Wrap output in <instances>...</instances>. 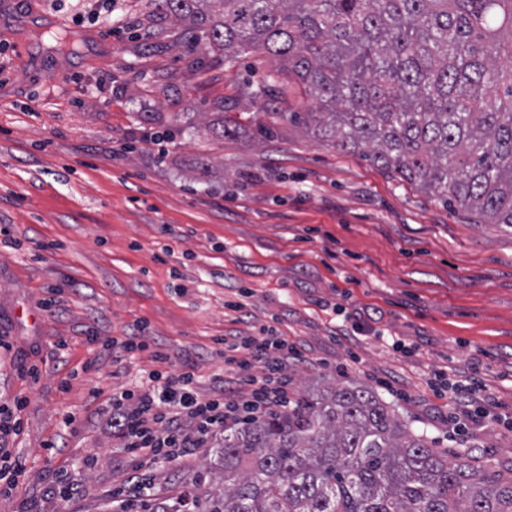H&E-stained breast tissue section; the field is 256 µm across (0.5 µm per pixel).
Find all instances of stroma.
Instances as JSON below:
<instances>
[{
	"mask_svg": "<svg viewBox=\"0 0 512 512\" xmlns=\"http://www.w3.org/2000/svg\"><path fill=\"white\" fill-rule=\"evenodd\" d=\"M93 2L0 0V403L20 426L0 446L21 464L0 512H123L134 474L150 503L218 491L211 447L132 472L110 404L186 365L217 395L219 339L264 326L300 352L292 391L368 387L448 457L512 472V229L294 125L257 140L266 108L306 111L291 77L253 102L267 58L187 48L145 0H117L108 35ZM222 110L249 117L226 140ZM133 333L145 350L113 347ZM444 375L482 380L490 416L452 431Z\"/></svg>",
	"mask_w": 512,
	"mask_h": 512,
	"instance_id": "stroma-1",
	"label": "stroma"
}]
</instances>
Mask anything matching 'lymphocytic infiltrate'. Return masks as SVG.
Returning a JSON list of instances; mask_svg holds the SVG:
<instances>
[{"label": "lymphocytic infiltrate", "instance_id": "1", "mask_svg": "<svg viewBox=\"0 0 512 512\" xmlns=\"http://www.w3.org/2000/svg\"><path fill=\"white\" fill-rule=\"evenodd\" d=\"M223 344L224 365L234 374H245L258 364L264 369L262 378L251 379L246 393L227 387L220 397L201 399L198 375L188 367L173 376H151L141 391L113 396L111 422L137 462L189 455L224 428L288 406L286 371L298 354L295 346L270 329L259 336H227Z\"/></svg>", "mask_w": 512, "mask_h": 512}]
</instances>
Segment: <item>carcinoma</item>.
Wrapping results in <instances>:
<instances>
[{"label": "carcinoma", "mask_w": 512, "mask_h": 512, "mask_svg": "<svg viewBox=\"0 0 512 512\" xmlns=\"http://www.w3.org/2000/svg\"><path fill=\"white\" fill-rule=\"evenodd\" d=\"M190 43L232 64H275L253 100L286 71L311 112H268L269 139L288 121L415 184L446 207L512 228V0H147ZM242 115L221 113L216 135ZM195 487L151 512H512V476L448 459L372 391L338 385L301 394L226 429Z\"/></svg>", "instance_id": "obj_1"}]
</instances>
